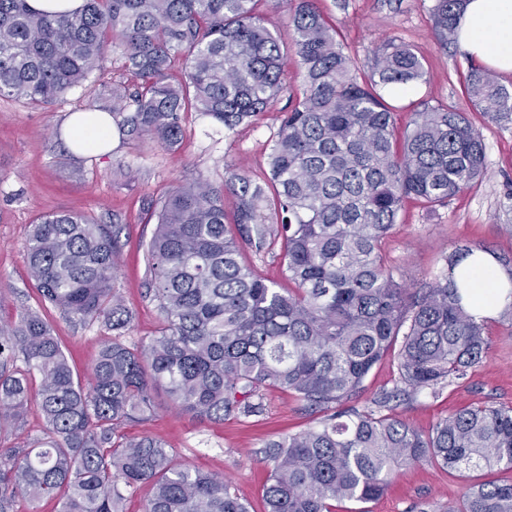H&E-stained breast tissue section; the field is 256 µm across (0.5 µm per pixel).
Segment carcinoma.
<instances>
[{
  "mask_svg": "<svg viewBox=\"0 0 512 512\" xmlns=\"http://www.w3.org/2000/svg\"><path fill=\"white\" fill-rule=\"evenodd\" d=\"M254 2L86 0L50 15L27 0H0V97L49 107L118 52L136 82L112 84L117 128L170 148L194 112L229 135L288 91L279 38ZM462 2L434 0L444 45ZM290 26L302 87L270 140L264 178L227 169L222 185L172 189L151 211L147 294L161 324L149 342L123 341L133 316L112 288L119 225L65 211L33 225L26 260L43 301L113 336L85 388L38 313L0 327V430L33 405L44 423L27 447L0 448V512L50 496L61 497L60 512H123L125 491L143 482L153 483L144 512H249L229 482L176 464L163 441L119 433L151 410L159 386L201 419L260 416L268 388L322 414L318 426L261 450L265 512L371 500L395 468L423 461L512 469V407L464 408L427 435L389 414L405 396L464 378L488 347L454 280L437 278L414 298L382 250L405 199L443 205L482 182L480 129L428 101L398 127L379 88L422 81L425 70L397 37L385 39L360 80L318 0H295ZM465 89L492 117L512 115V90L479 67ZM278 244L295 285L288 291L240 261L244 246L262 255ZM390 351L393 389L361 409L349 405ZM454 512H512V483L476 482Z\"/></svg>",
  "mask_w": 512,
  "mask_h": 512,
  "instance_id": "obj_1",
  "label": "carcinoma"
}]
</instances>
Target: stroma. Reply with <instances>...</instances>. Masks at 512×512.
Segmentation results:
<instances>
[{
  "label": "stroma",
  "instance_id": "1",
  "mask_svg": "<svg viewBox=\"0 0 512 512\" xmlns=\"http://www.w3.org/2000/svg\"><path fill=\"white\" fill-rule=\"evenodd\" d=\"M433 0H321L323 12L339 28L345 51L356 68L369 71L375 51L387 36L409 44L422 58L425 81L410 97L384 90L392 105L423 100L466 112L483 133L487 174L481 184L447 204L406 203L384 244L388 267L396 280L416 289L448 271L450 257L466 248L490 251L512 270V118L494 120L477 112L464 92L462 77L471 65L458 44L442 45L431 18ZM288 90L257 124L225 135L211 119L192 116L179 144L161 147L150 139L117 134L110 152L74 155L63 140L66 117L83 109L88 98L112 102V85L125 80L118 56H109L89 87L67 93L46 109L0 99V327L28 310L41 312L81 381L112 332L102 323L65 320L46 305L31 280L25 259L28 235L37 219L66 211L120 227V252L114 287L135 319L124 340L137 345L154 336L159 312L147 296L146 245L155 229L146 209L171 188L207 179L222 185L226 167L250 175L266 167L269 140L282 112L301 84L294 55H286ZM488 350L466 378L446 385L439 394L422 391L398 404L396 416L420 433L468 406L492 402L512 407V321L502 315L486 323ZM153 412L128 423L127 437L150 435L171 448L175 462L185 463L229 481L249 512H264L268 467L260 451L264 443L315 426L317 413L304 409L293 395L279 389L264 393L258 417L229 416L202 420L181 411L161 389L152 393ZM476 480L512 483V469L459 474L427 461L398 468L386 492L369 502H341L335 512H452Z\"/></svg>",
  "mask_w": 512,
  "mask_h": 512
}]
</instances>
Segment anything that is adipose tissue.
<instances>
[{
    "label": "adipose tissue",
    "mask_w": 512,
    "mask_h": 512,
    "mask_svg": "<svg viewBox=\"0 0 512 512\" xmlns=\"http://www.w3.org/2000/svg\"><path fill=\"white\" fill-rule=\"evenodd\" d=\"M456 41L471 58L498 72L512 74V0H465L456 25ZM115 129L107 114L85 119L73 113L65 137L73 152L97 154L112 149ZM463 303L482 320L512 302V276L487 252L464 257L454 269Z\"/></svg>",
    "instance_id": "adipose-tissue-1"
}]
</instances>
